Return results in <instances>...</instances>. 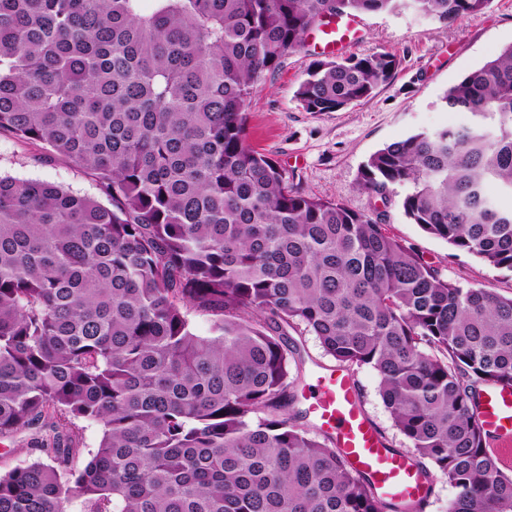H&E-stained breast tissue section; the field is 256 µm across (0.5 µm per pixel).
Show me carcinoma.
<instances>
[{
  "label": "carcinoma",
  "instance_id": "carcinoma-1",
  "mask_svg": "<svg viewBox=\"0 0 512 512\" xmlns=\"http://www.w3.org/2000/svg\"><path fill=\"white\" fill-rule=\"evenodd\" d=\"M144 2L0 0V134L100 191L0 177V440L30 430L47 457L0 474V512H422L289 411L293 332L377 372L413 456L454 489L448 512H512L477 392L512 389V297L443 278L246 136L254 89L325 18L450 26L490 0ZM398 65L316 60L295 97L338 112ZM441 101L473 122L384 146L360 185L409 186L413 223L512 272V45ZM75 420L101 428L79 471Z\"/></svg>",
  "mask_w": 512,
  "mask_h": 512
}]
</instances>
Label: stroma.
<instances>
[{
	"instance_id": "35a3bbf8",
	"label": "stroma",
	"mask_w": 512,
	"mask_h": 512,
	"mask_svg": "<svg viewBox=\"0 0 512 512\" xmlns=\"http://www.w3.org/2000/svg\"><path fill=\"white\" fill-rule=\"evenodd\" d=\"M358 21V40L348 48V55H396L400 65L392 80L370 99L343 111H305L295 91L309 65L320 57L312 46H305L289 55L276 75L254 92L246 126L249 142L271 154L305 193L339 201L358 213L382 214L390 234L439 267L448 281L479 284L511 296L512 273L451 247L406 217L402 208L406 186H393L382 198L364 190L359 180L368 158L384 146L422 129L469 123L467 113L446 111L441 97L512 44V0H490L483 12L450 27L409 10L363 13ZM36 153V147L0 134V175L53 182L82 195H96L95 185L80 169L63 160L38 162ZM335 365L315 337H303L301 361L291 368L297 379L296 409L307 407L304 395L312 372ZM353 378L363 412L389 448L407 452V441L378 394L376 372L362 368Z\"/></svg>"
}]
</instances>
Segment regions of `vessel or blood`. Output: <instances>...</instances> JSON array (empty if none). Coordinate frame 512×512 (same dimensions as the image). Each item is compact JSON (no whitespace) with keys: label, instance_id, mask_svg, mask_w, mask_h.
Masks as SVG:
<instances>
[{"label":"vessel or blood","instance_id":"1","mask_svg":"<svg viewBox=\"0 0 512 512\" xmlns=\"http://www.w3.org/2000/svg\"><path fill=\"white\" fill-rule=\"evenodd\" d=\"M355 18H330L320 40L325 51L335 53L356 41ZM308 410L319 428L334 439L354 470L367 475L383 496L417 500L428 485L408 457L388 448L381 434L363 414L358 394L343 369L313 373ZM481 417L490 446L501 455L512 454V390L494 388L484 393Z\"/></svg>","mask_w":512,"mask_h":512}]
</instances>
